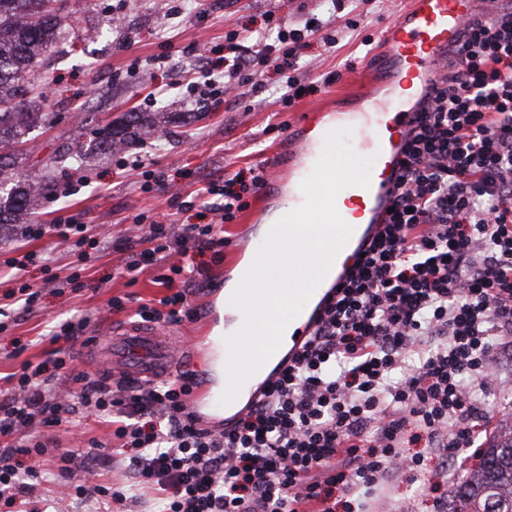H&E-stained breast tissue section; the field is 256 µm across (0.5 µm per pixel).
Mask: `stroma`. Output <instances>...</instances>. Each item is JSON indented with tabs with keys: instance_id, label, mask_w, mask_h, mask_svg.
<instances>
[{
	"instance_id": "35a3bbf8",
	"label": "stroma",
	"mask_w": 512,
	"mask_h": 512,
	"mask_svg": "<svg viewBox=\"0 0 512 512\" xmlns=\"http://www.w3.org/2000/svg\"><path fill=\"white\" fill-rule=\"evenodd\" d=\"M154 0H57L65 16L67 37L64 46L36 67L28 83V97L52 113L51 125L37 128L29 140L17 147L18 166L26 168L62 146L77 150L88 146L98 130L126 112H160L166 121V136L153 159L165 175L164 186L136 174L131 163L138 146L122 152L92 157L85 170L58 176L55 195L35 207V221L55 223L59 217L73 218L85 225L83 248L90 258L85 271L74 273L69 266L71 243L57 238L14 241L0 239V377L18 370L22 361L40 362L53 346L49 341L54 326L67 321L88 319L91 340L75 345L74 365L95 372L111 359L112 336L130 321L135 299L159 300L166 290L152 281L151 274L129 283L123 270L126 252L100 249L98 228H105L110 239H117L135 216L144 223L176 222L208 224L213 216L197 190L211 180L223 178L264 160L277 158L279 182L268 192L265 203L277 208L288 185L299 170V156L289 133L277 126L289 122L323 99L334 98L335 108L351 112L349 91L355 89L361 73L383 69L381 56L367 53L365 36L379 37L392 18L389 0H345L334 27L339 44L327 52L320 45L309 51L313 74L342 70L341 80L319 87L293 106L245 96L244 107H228L224 96H216L205 112L183 113L177 94L153 100L155 87L183 77V68L203 70L224 61V34L233 27H257L265 13L272 12L288 25L304 24L306 18L323 14L322 0H185L180 28L168 31L163 17L155 14ZM120 16L121 24L108 37L98 36L101 21ZM359 20L358 29L347 28L348 20ZM171 54L182 64L170 72L151 67L159 55ZM354 69H345L348 59ZM28 252H50L51 266L40 261L26 265L24 282L37 298L30 310H19L8 293L16 287L10 281L8 262ZM204 285L187 297L196 317L169 326V333L191 340L192 350L183 371L195 374L198 387L194 402L204 400L205 388L213 379L208 370L213 349L209 333L217 321L216 299L230 277L231 266L225 257L205 254L200 257ZM126 303L122 312H113V299ZM81 423L61 424L51 435L60 450H71L77 441L104 438L108 432L103 416L93 408L80 413ZM408 477L399 475L386 483L374 502V512H435L432 499L414 501Z\"/></svg>"
}]
</instances>
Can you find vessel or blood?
<instances>
[{
    "label": "vessel or blood",
    "instance_id": "vessel-or-blood-1",
    "mask_svg": "<svg viewBox=\"0 0 512 512\" xmlns=\"http://www.w3.org/2000/svg\"><path fill=\"white\" fill-rule=\"evenodd\" d=\"M477 2L403 0L383 30L380 50L391 66L390 80L382 87L372 75H365L357 112L369 122L353 132L356 151L373 161L370 186H351L337 196L336 207L343 219L353 220V233L299 314L289 354L300 352L308 342L329 290L355 263L361 241L390 207L407 136L418 117V103L437 75L441 52L457 42L465 21L476 13ZM292 125L304 134L300 173L305 176L321 156L327 134L337 130L339 124L330 108L323 105L294 119ZM121 334L123 339L113 353L114 366L151 378L171 366L169 337L140 323L125 325Z\"/></svg>",
    "mask_w": 512,
    "mask_h": 512
}]
</instances>
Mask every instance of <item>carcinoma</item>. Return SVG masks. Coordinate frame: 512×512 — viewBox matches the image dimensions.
<instances>
[{
    "label": "carcinoma",
    "instance_id": "carcinoma-1",
    "mask_svg": "<svg viewBox=\"0 0 512 512\" xmlns=\"http://www.w3.org/2000/svg\"><path fill=\"white\" fill-rule=\"evenodd\" d=\"M47 0H0V175L15 170L16 145L36 126L52 123L26 100L25 79L34 65L57 47L63 16L46 9ZM157 131L150 112H127L103 127L95 150L110 154L128 144V134ZM89 154L76 150L49 157L44 164L16 173L9 187L0 184V224H19L35 200L52 195L59 165L81 171ZM448 512H512V424L498 429L452 490Z\"/></svg>",
    "mask_w": 512,
    "mask_h": 512
}]
</instances>
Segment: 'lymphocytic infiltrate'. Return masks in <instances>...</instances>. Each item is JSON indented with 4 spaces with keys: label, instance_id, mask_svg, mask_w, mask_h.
<instances>
[{
    "label": "lymphocytic infiltrate",
    "instance_id": "lymphocytic-infiltrate-1",
    "mask_svg": "<svg viewBox=\"0 0 512 512\" xmlns=\"http://www.w3.org/2000/svg\"><path fill=\"white\" fill-rule=\"evenodd\" d=\"M331 25L291 28L270 13L264 28L230 31L223 69L190 79L188 100L201 110L215 91L247 85L293 104L308 87L310 37L337 45ZM271 68L273 86L263 80ZM419 113L378 233L304 350L245 412L202 424L187 374L114 383L108 370L80 371L75 391L60 394V371L85 329L63 324L50 338L54 358L22 362L0 392V512H26L42 484L31 461L46 455L64 495L99 512L148 493L156 512H367L392 471L417 474V498L430 496L435 472L476 447L492 359L512 335V5L465 24ZM262 181L257 164L208 182L203 195L229 223ZM125 241L130 282L151 270L167 290L136 316L172 325L194 314L186 292L197 280L184 258L220 252L229 239L210 224L136 221ZM88 407L106 415V439L89 440L83 456L50 455L47 428ZM105 456L124 462V479L87 484Z\"/></svg>",
    "mask_w": 512,
    "mask_h": 512
}]
</instances>
